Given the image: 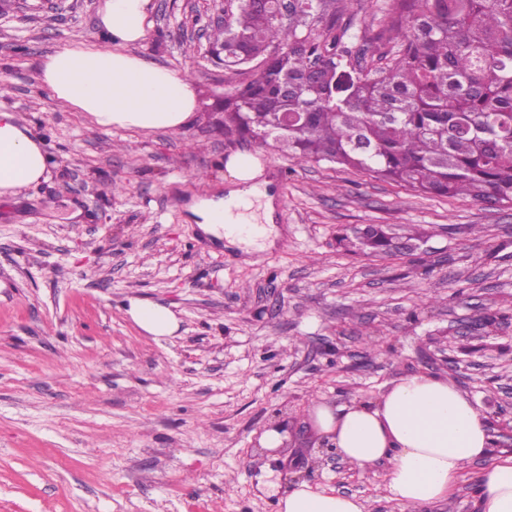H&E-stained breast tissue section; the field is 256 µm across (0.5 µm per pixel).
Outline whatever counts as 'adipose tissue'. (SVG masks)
I'll list each match as a JSON object with an SVG mask.
<instances>
[{"mask_svg": "<svg viewBox=\"0 0 512 512\" xmlns=\"http://www.w3.org/2000/svg\"><path fill=\"white\" fill-rule=\"evenodd\" d=\"M151 0H103L98 10L101 45H73L39 62L42 83L69 108L108 131H178L196 107L192 80L179 70L136 54L152 27ZM49 156L15 113L0 109V195H13L45 179ZM228 197L200 199L189 210L204 234L265 250L274 204L268 180L249 155L227 162ZM129 314L155 337L174 334L179 323L167 307L134 301ZM318 444L333 448L360 471L387 465L390 499L424 512L452 501L464 467L485 460L475 484L474 512H512V453L493 454L479 406L454 379L415 374L387 384L375 402L314 405ZM278 512H364L363 503L302 482L278 502Z\"/></svg>", "mask_w": 512, "mask_h": 512, "instance_id": "ef3b65f1", "label": "adipose tissue"}]
</instances>
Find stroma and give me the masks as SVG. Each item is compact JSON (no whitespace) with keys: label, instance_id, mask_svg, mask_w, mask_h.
<instances>
[{"label":"stroma","instance_id":"obj_1","mask_svg":"<svg viewBox=\"0 0 512 512\" xmlns=\"http://www.w3.org/2000/svg\"><path fill=\"white\" fill-rule=\"evenodd\" d=\"M100 3L13 0L0 14V108L50 158L46 180L0 197V512H276L302 481L365 512H412L389 500L385 465L363 473L317 453L311 409L434 373L480 406L491 436L512 427V206L426 197L213 133L207 106L240 80L204 57L216 0H151L137 49L192 72L188 126L103 131L37 67L99 44ZM236 153L260 161L275 196L278 235L249 264L186 210L226 194ZM111 181L122 194H106ZM367 224L413 225L424 241L409 256L337 248ZM133 300L167 306L178 330L147 334ZM274 426L286 440L270 452L259 439Z\"/></svg>","mask_w":512,"mask_h":512}]
</instances>
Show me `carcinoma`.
I'll return each instance as SVG.
<instances>
[{"mask_svg":"<svg viewBox=\"0 0 512 512\" xmlns=\"http://www.w3.org/2000/svg\"><path fill=\"white\" fill-rule=\"evenodd\" d=\"M345 0H235L210 60L241 72L213 106L226 139L273 140L429 196L512 205V0H385L353 29ZM373 253L418 232H355Z\"/></svg>","mask_w":512,"mask_h":512,"instance_id":"1","label":"carcinoma"}]
</instances>
